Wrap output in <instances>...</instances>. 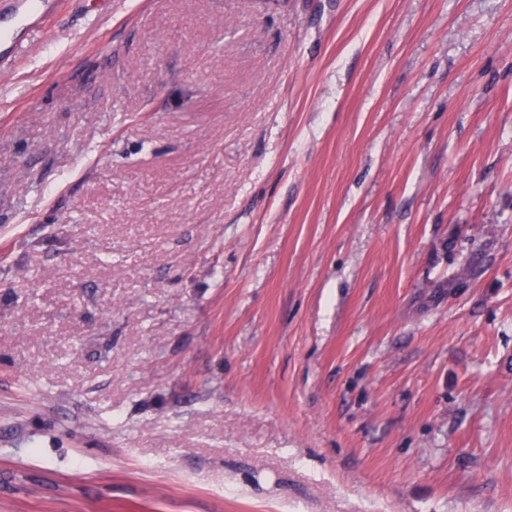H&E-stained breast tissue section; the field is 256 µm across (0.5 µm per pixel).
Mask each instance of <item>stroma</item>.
I'll return each instance as SVG.
<instances>
[{
	"label": "stroma",
	"mask_w": 512,
	"mask_h": 512,
	"mask_svg": "<svg viewBox=\"0 0 512 512\" xmlns=\"http://www.w3.org/2000/svg\"><path fill=\"white\" fill-rule=\"evenodd\" d=\"M31 42L0 512H512V0H70Z\"/></svg>",
	"instance_id": "stroma-1"
}]
</instances>
